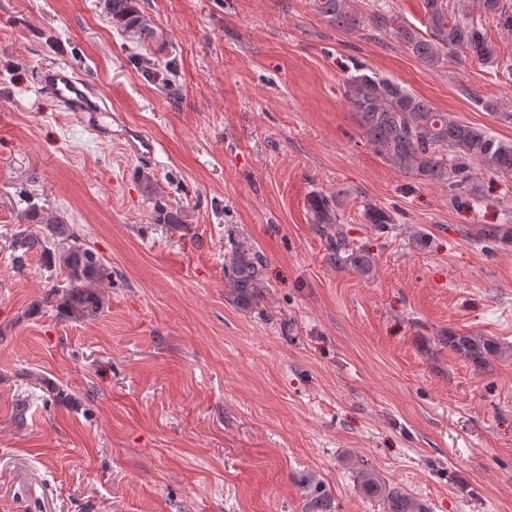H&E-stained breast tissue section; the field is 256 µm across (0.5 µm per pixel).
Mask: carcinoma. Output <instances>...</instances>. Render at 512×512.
I'll return each mask as SVG.
<instances>
[{"label": "carcinoma", "instance_id": "obj_1", "mask_svg": "<svg viewBox=\"0 0 512 512\" xmlns=\"http://www.w3.org/2000/svg\"><path fill=\"white\" fill-rule=\"evenodd\" d=\"M106 12L116 31L145 48L155 36L154 27L143 22L139 0H108ZM317 13L328 24L352 33L364 26L352 10L350 0H313ZM422 34L411 25L400 24L381 5L369 23L377 31L388 33L405 45L430 69H437L448 55L467 51L481 62L495 57V48L485 30L467 17L449 14L448 0H422ZM485 14L504 19L512 29V14H506L503 0H481ZM345 99L367 145L383 160L405 176L448 187L454 193L466 188V171L476 162L491 174L512 175V143L496 139L484 128L467 124L411 92L402 83L375 72L351 75L345 84ZM316 224H334L336 232L328 235L335 250L336 264L350 265L360 272L370 271V253L353 247L346 226L340 218V200L318 195L310 200ZM28 224H43L47 234L29 232L20 238L24 250L39 253L45 267L65 274V285L51 287L46 300L63 316L73 321L96 319L104 307L100 293L103 281L112 278V270L98 252L86 243L72 225L39 209L24 215ZM367 224L385 227L391 216L381 208L369 206L364 213ZM480 240L512 244V227L507 224L481 227ZM230 286L236 304L251 305L257 295V268L253 259L236 255L230 261ZM439 343L460 355L478 369L489 366V357L499 353L498 345L481 336L450 334ZM363 493L377 500L382 512H429L427 505L405 489L383 481L369 465L356 471Z\"/></svg>", "mask_w": 512, "mask_h": 512}]
</instances>
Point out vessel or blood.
Segmentation results:
<instances>
[{"label": "vessel or blood", "mask_w": 512, "mask_h": 512, "mask_svg": "<svg viewBox=\"0 0 512 512\" xmlns=\"http://www.w3.org/2000/svg\"><path fill=\"white\" fill-rule=\"evenodd\" d=\"M40 84L46 94L50 95L64 111L84 119L90 130L97 136H109V129L102 127L98 122L102 108L95 101L92 89L82 78L76 76L67 67L53 65L41 71ZM125 139L129 153L140 159L153 157L159 148L154 138L137 130H127Z\"/></svg>", "instance_id": "obj_1"}]
</instances>
